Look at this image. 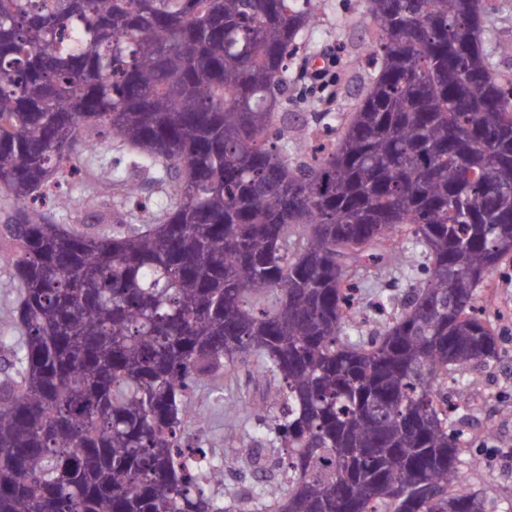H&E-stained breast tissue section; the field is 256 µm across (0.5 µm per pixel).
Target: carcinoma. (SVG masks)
<instances>
[{
  "label": "carcinoma",
  "mask_w": 512,
  "mask_h": 512,
  "mask_svg": "<svg viewBox=\"0 0 512 512\" xmlns=\"http://www.w3.org/2000/svg\"><path fill=\"white\" fill-rule=\"evenodd\" d=\"M322 0H0V226L20 288L3 336L0 512H242L224 462L182 451L197 389L231 364L278 471L255 512H488L462 488L471 372L500 360L478 289L512 264V42L491 0H366L364 84L300 97L333 138L308 151L289 84ZM125 150L81 224L63 173ZM163 187L158 212L130 180ZM115 187L134 210L100 201ZM425 278L356 339V266L406 244ZM279 407V414L270 409ZM512 0H498L497 11L490 24L493 42L512 40Z\"/></svg>",
  "instance_id": "cac0c4a2"
}]
</instances>
